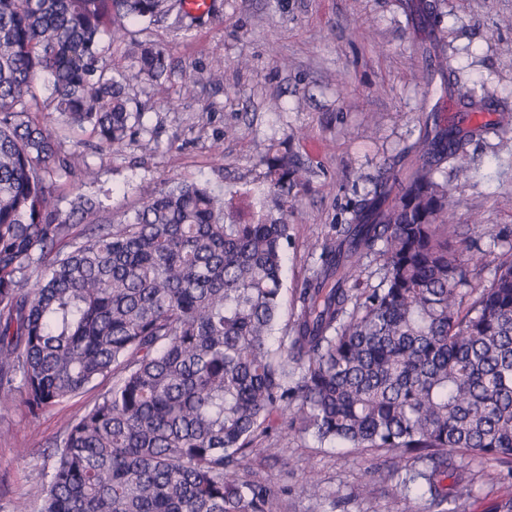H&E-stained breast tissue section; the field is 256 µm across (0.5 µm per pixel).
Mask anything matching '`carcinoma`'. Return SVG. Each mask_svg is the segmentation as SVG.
Here are the masks:
<instances>
[{
    "label": "carcinoma",
    "instance_id": "carcinoma-1",
    "mask_svg": "<svg viewBox=\"0 0 512 512\" xmlns=\"http://www.w3.org/2000/svg\"><path fill=\"white\" fill-rule=\"evenodd\" d=\"M187 19L183 0H0V405L19 398L36 419L112 379L49 449L39 503L12 512H277L240 467L277 452L260 444L278 418L423 463L410 480L448 512L452 456L512 469V255L473 292L482 258H460L466 237L436 179L468 176L466 148L487 128L429 113L323 246L276 338L288 212L306 185L280 145L254 187L174 182L120 224L84 225L81 242L74 224L102 202L61 208L60 179L90 169L71 133L132 138L145 112L134 85L168 69L128 25ZM125 41L120 71L112 46ZM436 63L459 111L497 106L452 56ZM53 112L67 127L48 124ZM368 255L383 278L358 298L347 285Z\"/></svg>",
    "mask_w": 512,
    "mask_h": 512
}]
</instances>
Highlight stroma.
Instances as JSON below:
<instances>
[{"instance_id": "1", "label": "stroma", "mask_w": 512, "mask_h": 512, "mask_svg": "<svg viewBox=\"0 0 512 512\" xmlns=\"http://www.w3.org/2000/svg\"><path fill=\"white\" fill-rule=\"evenodd\" d=\"M220 18L189 29L132 25L169 57L172 70L139 91L144 128L120 146L77 132L91 177L61 182L66 198L97 197V219L119 223L171 180L202 181L222 194L255 183L270 144L286 148L307 170V184L289 214L280 324L297 317L295 291L319 262L323 244L347 223L372 189L385 161L418 136L427 88L414 75L423 50L449 43L470 86L494 89L512 104V0H214ZM222 63L224 76L212 68ZM193 95L179 97L185 75ZM500 113L485 115L488 132L468 148V178L445 171L448 215L483 256L482 280L494 268V243L512 240V129ZM110 380L30 420L22 402L0 407V512L37 502L44 451ZM270 440L281 454L250 455L243 474L287 488L280 512H434L421 487L404 486L390 453L318 442L277 423ZM317 480L321 497L309 496ZM451 512H494L512 496V473L471 455L449 471Z\"/></svg>"}]
</instances>
